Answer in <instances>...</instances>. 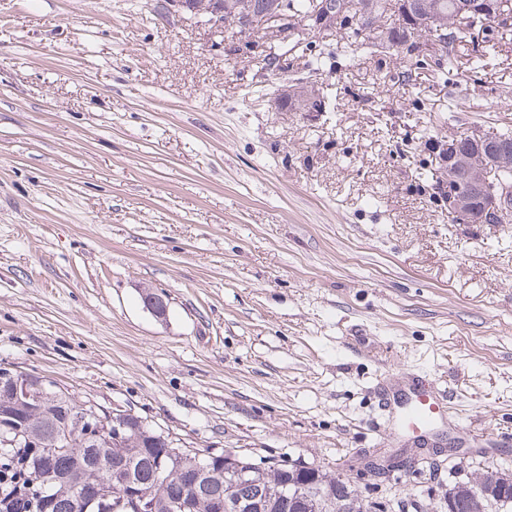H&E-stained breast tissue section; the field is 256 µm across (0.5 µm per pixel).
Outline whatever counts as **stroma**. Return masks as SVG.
<instances>
[{"instance_id":"1","label":"stroma","mask_w":512,"mask_h":512,"mask_svg":"<svg viewBox=\"0 0 512 512\" xmlns=\"http://www.w3.org/2000/svg\"><path fill=\"white\" fill-rule=\"evenodd\" d=\"M157 2L0 0V365L184 446L350 480L363 453L417 454L378 404L385 373L512 434V223H452L423 138L512 130V44L480 81L426 69L380 103L395 58L353 63L330 36L340 110L298 112L272 100L307 76L312 32L246 41ZM439 461L365 481L448 512L449 482L512 470V442Z\"/></svg>"}]
</instances>
